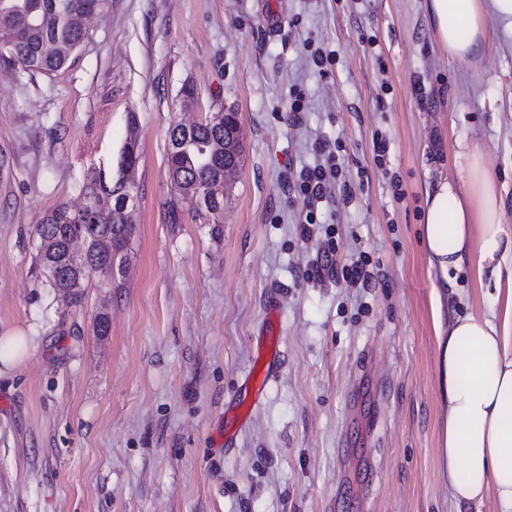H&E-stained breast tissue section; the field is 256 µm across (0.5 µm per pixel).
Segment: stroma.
I'll return each mask as SVG.
<instances>
[{"label": "stroma", "mask_w": 512, "mask_h": 512, "mask_svg": "<svg viewBox=\"0 0 512 512\" xmlns=\"http://www.w3.org/2000/svg\"><path fill=\"white\" fill-rule=\"evenodd\" d=\"M318 49L335 58L324 74ZM221 109L239 114L243 158L214 218L179 203L166 151L174 121ZM132 136L125 271L73 306L35 227L82 206L88 172L116 166ZM323 139L342 143L358 191L318 220L341 259L367 253L376 287L311 271L321 239L301 236L285 187ZM473 146L512 234V46L450 59L423 0H108L63 69L0 57V336L33 342L0 377V512H456L434 313L500 322L505 306L470 266L437 298L420 224L426 186L456 179ZM268 336L278 365L257 398L246 379Z\"/></svg>", "instance_id": "1"}]
</instances>
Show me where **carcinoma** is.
Segmentation results:
<instances>
[{"label":"carcinoma","mask_w":512,"mask_h":512,"mask_svg":"<svg viewBox=\"0 0 512 512\" xmlns=\"http://www.w3.org/2000/svg\"><path fill=\"white\" fill-rule=\"evenodd\" d=\"M105 5L106 0H0V51L25 70L58 71L86 36L80 18L102 12ZM135 147L136 141L126 142L115 170L88 173L81 207L61 204L36 226L38 258L51 287L69 291L74 304L82 303L84 288L91 283L94 267L104 260V252L89 251L75 268L67 257L68 245L92 233L110 239L121 231L124 219L115 189L139 160ZM167 168L174 169L170 179L181 190L214 182L224 172V126L206 121L190 136L179 138L170 131Z\"/></svg>","instance_id":"cac0c4a2"}]
</instances>
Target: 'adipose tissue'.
Returning <instances> with one entry per match:
<instances>
[{
	"instance_id": "adipose-tissue-1",
	"label": "adipose tissue",
	"mask_w": 512,
	"mask_h": 512,
	"mask_svg": "<svg viewBox=\"0 0 512 512\" xmlns=\"http://www.w3.org/2000/svg\"><path fill=\"white\" fill-rule=\"evenodd\" d=\"M435 44L452 59L478 62L491 41L512 43V0H426ZM497 16L498 30L488 26ZM460 183L426 191L421 240L440 275L475 262L478 277L500 280L512 259L504 200L478 148L458 155ZM442 459L457 506L494 498L512 512V337L493 319L455 315L437 329Z\"/></svg>"
}]
</instances>
